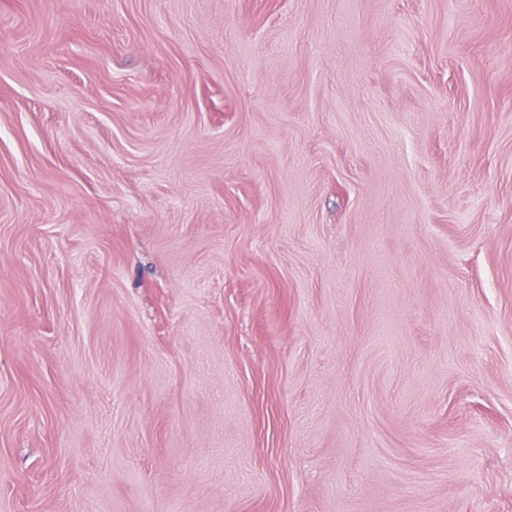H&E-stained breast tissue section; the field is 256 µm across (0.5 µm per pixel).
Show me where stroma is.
<instances>
[{"label":"stroma","instance_id":"1","mask_svg":"<svg viewBox=\"0 0 512 512\" xmlns=\"http://www.w3.org/2000/svg\"><path fill=\"white\" fill-rule=\"evenodd\" d=\"M0 512H512V0H0Z\"/></svg>","mask_w":512,"mask_h":512}]
</instances>
